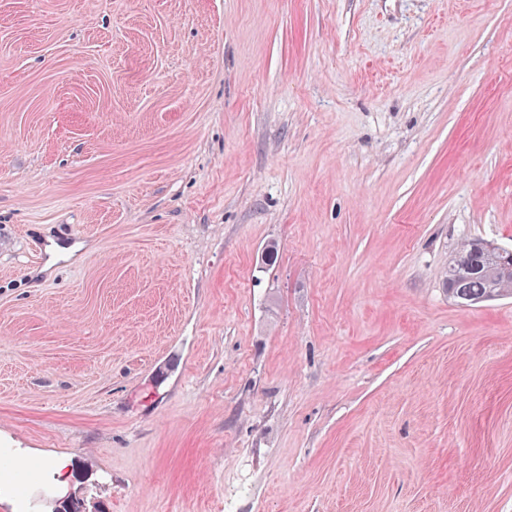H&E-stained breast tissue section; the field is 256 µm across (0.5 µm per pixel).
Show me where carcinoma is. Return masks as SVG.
Listing matches in <instances>:
<instances>
[{
    "label": "carcinoma",
    "instance_id": "cac0c4a2",
    "mask_svg": "<svg viewBox=\"0 0 512 512\" xmlns=\"http://www.w3.org/2000/svg\"><path fill=\"white\" fill-rule=\"evenodd\" d=\"M448 267L446 290L458 305L472 306L512 295V274H504L496 257L478 240L462 243L448 259Z\"/></svg>",
    "mask_w": 512,
    "mask_h": 512
}]
</instances>
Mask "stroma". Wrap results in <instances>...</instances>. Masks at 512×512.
<instances>
[{"instance_id": "35a3bbf8", "label": "stroma", "mask_w": 512, "mask_h": 512, "mask_svg": "<svg viewBox=\"0 0 512 512\" xmlns=\"http://www.w3.org/2000/svg\"><path fill=\"white\" fill-rule=\"evenodd\" d=\"M512 0H0V512H512ZM275 254H268V246ZM448 295L456 304L472 306L489 298L512 295V274H504L496 257L479 240L464 242L448 259Z\"/></svg>"}]
</instances>
